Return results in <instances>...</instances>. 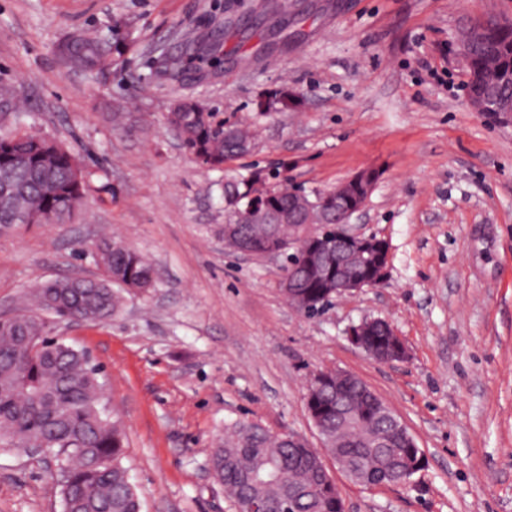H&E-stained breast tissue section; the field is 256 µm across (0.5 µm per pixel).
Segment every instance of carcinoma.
I'll return each mask as SVG.
<instances>
[{
	"label": "carcinoma",
	"mask_w": 512,
	"mask_h": 512,
	"mask_svg": "<svg viewBox=\"0 0 512 512\" xmlns=\"http://www.w3.org/2000/svg\"><path fill=\"white\" fill-rule=\"evenodd\" d=\"M479 38L468 53L474 74L489 76L499 69L512 70V29L495 25L488 17L477 22ZM80 68L95 72L115 63L112 47L95 36L83 37L79 47ZM492 93L512 101V78L490 80ZM288 92L282 91L259 104L261 111L288 109ZM194 162L208 170L240 157L239 141H253L246 126H224L212 114L202 112L190 99L168 117ZM232 138H224V131ZM45 138L23 133L0 137V172L9 176L13 193L0 199V234L16 226V201L51 212L60 223L79 211L86 194L84 179H76L75 156L67 149L47 155ZM260 172L227 177L222 198H239L241 205L256 192ZM275 196L258 198L265 207L288 209L298 187L273 173ZM322 229L299 225L281 226L280 234L294 239L286 253L291 271L303 255L300 245ZM101 274L95 282L73 288L71 278L50 279L33 286L17 313L0 323V447L20 448L29 441H44L54 453L65 454L68 477L59 484L63 512H141V501L128 468L124 466L127 435L123 424L106 410L104 384L98 369L88 363L84 351L50 334L41 321L44 315L83 323L104 322L114 315L128 288L146 292L155 286L157 272L151 262L130 245L112 238L94 244ZM308 409L335 436L333 445L343 449L344 460L363 468V474L384 478L397 485L413 479L419 452L404 446L392 425L376 416L372 394L355 379L336 390V377L329 374L322 386L308 394ZM353 406L357 418L347 424L336 420V409ZM367 432L387 437L390 448H363L360 437ZM210 472L223 485L234 512H247L251 495L258 492L268 506L282 509L301 489L298 512H344L336 485L323 479V461L306 448H288L257 424H236L230 435L211 449Z\"/></svg>",
	"instance_id": "obj_1"
}]
</instances>
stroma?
Here are the masks:
<instances>
[{
	"label": "stroma",
	"mask_w": 512,
	"mask_h": 512,
	"mask_svg": "<svg viewBox=\"0 0 512 512\" xmlns=\"http://www.w3.org/2000/svg\"><path fill=\"white\" fill-rule=\"evenodd\" d=\"M260 0H0V134L33 131L90 171L85 206L64 226L0 235V314L35 282L92 277L86 247L102 232L155 266L98 325L51 319L87 350L128 438L124 463L142 512H232L208 471L216 440L239 421L318 447L305 382L322 367L364 381L399 414L427 458L407 487L334 477L345 512H512V115L475 111L457 37L512 19V0H288L287 37L272 20L233 30L239 54L201 77L152 73ZM104 35L122 51L90 75L63 67L65 35ZM285 89L297 104L259 113ZM190 98L258 131L230 170L285 165L306 189L374 168L352 222L386 239L390 274L309 318L280 289L282 259L227 254L218 183L193 163L167 117ZM389 320L408 357H368L346 331ZM62 460L0 448V512H62Z\"/></svg>",
	"instance_id": "1"
}]
</instances>
